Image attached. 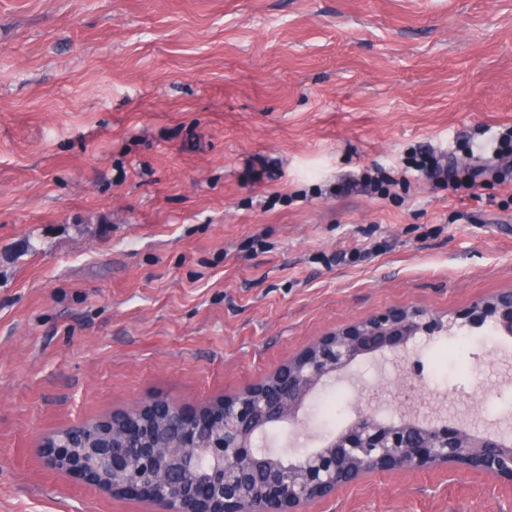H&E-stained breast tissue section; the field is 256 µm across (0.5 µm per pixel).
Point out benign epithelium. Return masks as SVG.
I'll list each match as a JSON object with an SVG mask.
<instances>
[{
  "label": "benign epithelium",
  "mask_w": 512,
  "mask_h": 512,
  "mask_svg": "<svg viewBox=\"0 0 512 512\" xmlns=\"http://www.w3.org/2000/svg\"><path fill=\"white\" fill-rule=\"evenodd\" d=\"M491 322L512 335V291L440 315L418 306L388 307L343 324L306 347L263 381L195 410L167 403L169 442L150 428L112 437V445L45 446L49 463L116 495L145 499L162 512H296L369 472L461 467L512 485V443L446 418L385 419L357 410L349 424L295 467L263 454L256 436L293 419L318 386L341 378L367 354L392 356L420 336ZM203 457L207 492H197Z\"/></svg>",
  "instance_id": "obj_1"
}]
</instances>
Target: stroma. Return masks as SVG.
<instances>
[{
  "instance_id": "35a3bbf8",
  "label": "stroma",
  "mask_w": 512,
  "mask_h": 512,
  "mask_svg": "<svg viewBox=\"0 0 512 512\" xmlns=\"http://www.w3.org/2000/svg\"><path fill=\"white\" fill-rule=\"evenodd\" d=\"M512 125V0H0V512H157L51 466L47 438L259 383L390 306L512 290V185L349 179ZM273 178L246 175L249 159ZM462 220H454V213ZM370 250L365 261L336 254ZM400 388L360 359L256 447L295 461L357 408L512 423V336ZM300 512H512L458 469L373 472ZM361 181L365 186L371 187L376 193L384 197H389L391 194V186H397L400 183H407L408 179L402 175L399 180L382 169L366 170L361 175Z\"/></svg>"
}]
</instances>
